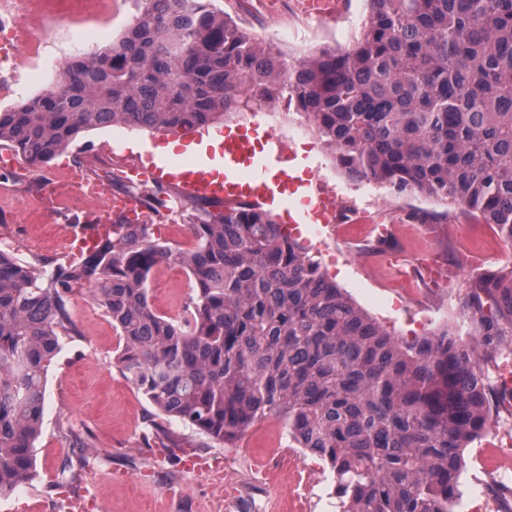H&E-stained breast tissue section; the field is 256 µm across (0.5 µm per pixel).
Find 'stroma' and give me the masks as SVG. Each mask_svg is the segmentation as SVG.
<instances>
[{
	"label": "stroma",
	"instance_id": "stroma-1",
	"mask_svg": "<svg viewBox=\"0 0 512 512\" xmlns=\"http://www.w3.org/2000/svg\"><path fill=\"white\" fill-rule=\"evenodd\" d=\"M348 2L338 17L311 25L285 11L245 18L233 0L219 5L267 41L282 24L304 28L306 54L351 42L366 10L364 0ZM199 140L195 133L114 125L83 134L39 167L6 159L0 163V240L20 259L57 261L73 227L102 205L74 192L72 172L104 177L113 152L132 143L154 149ZM283 151L295 172L289 191L319 187L341 202L342 223L302 229L300 243L396 336H425L446 325L461 329L459 297L469 279L512 267V244L494 225L432 200L415 209L381 186L349 180L314 135L287 142ZM356 210L393 225L389 241L375 242L369 225L354 221ZM427 261L452 270V278L428 280ZM178 273L175 266L152 270L149 300L157 312H176L189 299ZM70 312L75 331L62 337L47 373L38 474L0 499V512H337L328 471L293 447L280 418L257 422L231 447L164 419L117 367L123 341L87 287L74 288ZM68 458L78 461V477L61 487L57 473Z\"/></svg>",
	"mask_w": 512,
	"mask_h": 512
}]
</instances>
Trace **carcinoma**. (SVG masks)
Instances as JSON below:
<instances>
[{
    "label": "carcinoma",
    "mask_w": 512,
    "mask_h": 512,
    "mask_svg": "<svg viewBox=\"0 0 512 512\" xmlns=\"http://www.w3.org/2000/svg\"><path fill=\"white\" fill-rule=\"evenodd\" d=\"M366 2L350 45L290 58L218 0H137L119 38L0 108V144L34 166L94 129L198 132L284 101L350 180L458 206L512 243V0ZM168 196L159 185L143 201L159 215ZM188 230L190 251L118 219L51 270L0 249V496L37 475L47 371L85 285L123 339L118 367L159 414L226 446L279 417L326 464L339 512H453L464 451L503 396L490 373L512 353V268L469 281L475 340L446 327L409 341L271 211L205 209ZM162 265L193 279L180 320L149 302Z\"/></svg>",
    "instance_id": "carcinoma-1"
}]
</instances>
